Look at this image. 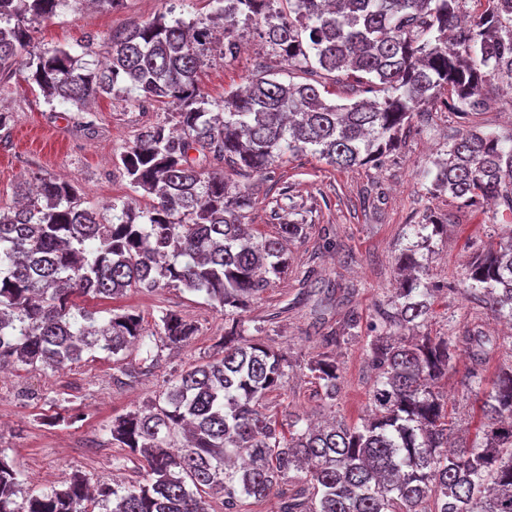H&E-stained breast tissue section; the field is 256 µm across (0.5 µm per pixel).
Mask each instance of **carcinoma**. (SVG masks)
<instances>
[{"mask_svg":"<svg viewBox=\"0 0 512 512\" xmlns=\"http://www.w3.org/2000/svg\"><path fill=\"white\" fill-rule=\"evenodd\" d=\"M170 2L153 20L111 32L103 64L65 48L30 50L37 25L82 0H0V79L25 68L47 102L79 112L120 86L172 107L175 119L141 128L117 160L148 207L120 199L86 206L74 186L44 177L20 181L21 202L0 208V369L58 370L95 351L120 363L147 338L177 347L197 332L172 312L151 332L129 311L112 310L101 323L79 296L183 288L231 322L216 356L183 371L151 405L112 419V445L143 459L145 482H103L93 495L75 474L21 498L0 451V512H209L211 493L224 494V512L274 493L284 497L282 512H512V366L489 390L480 363L465 376L467 390L482 395L481 415L473 442L450 450L439 383L460 348L481 352L486 340L478 332L401 335L430 316L436 289L419 276L417 250L443 225H408L418 241L401 248L399 287L378 308V333L365 348L377 371L370 417L301 428L296 412L266 407L288 382L291 360L245 339L242 313L284 274V244L304 237L307 225L249 233L254 187L229 185L219 168L261 180L298 153L338 168L380 161L446 90L461 129L434 161L429 191L464 206L500 200L511 216L512 136L485 133L471 116L484 110L492 82L512 92V0H476L481 13L470 25L462 20L469 0H334L332 8L328 0H216L223 53H232L240 24L255 22L288 69L317 76L286 84L259 75L216 112L198 83L212 30L173 16L183 0ZM340 71L382 98L328 102L322 79ZM462 289L512 322V235L475 254ZM359 328L350 313L322 336L326 352L307 363L333 406L341 383L335 350ZM303 469L308 487L286 495L289 473Z\"/></svg>","mask_w":512,"mask_h":512,"instance_id":"obj_1","label":"carcinoma"}]
</instances>
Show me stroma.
Here are the masks:
<instances>
[{"instance_id":"35a3bbf8","label":"stroma","mask_w":512,"mask_h":512,"mask_svg":"<svg viewBox=\"0 0 512 512\" xmlns=\"http://www.w3.org/2000/svg\"><path fill=\"white\" fill-rule=\"evenodd\" d=\"M167 6V0H124L112 11L61 9L35 28L31 45L37 52L72 48L90 35L92 50L100 55L110 31L150 21ZM240 42L236 55L213 60L202 70V89L213 102H222L268 69L282 82H307V74L276 62L258 25L242 26ZM28 76L22 68L0 81V112L13 115L8 132H0V207H11L18 182L37 174L65 179L89 205L131 198L145 206V198L135 196L116 159L139 128L167 119L166 107L118 93L79 112L47 103ZM459 128L441 98L414 116L400 149L380 163L337 169L304 153L284 159L268 174L248 214L253 233L270 234L276 225L288 222L307 227L304 238L288 245L287 273L243 315L247 336L282 350L296 364L286 387L269 395L270 412L288 406L308 415L332 411L350 422L366 416L375 372L364 346L377 322L379 304L394 293L395 259L407 243V227L429 216L448 230L418 251L424 276L436 289L432 315L421 334L479 330L487 338L486 379L512 365V327L483 314L458 286L465 266L489 245L492 227L502 217L494 206L466 207L447 196L431 195L430 181L423 176ZM79 303L103 312L130 310L149 328L162 312L170 311L195 322L198 331L187 346L152 348L151 371L127 384L119 383L117 364L101 353L84 355L59 371L30 367L1 378L0 450L29 493L62 486L77 471L92 485L144 480L142 462L112 445L108 425L113 417L150 404L181 371L213 355L224 334L223 313L183 288L134 289L113 301L83 297ZM352 311L359 314L362 329L339 352L341 391L331 408L322 401L307 364L322 353L323 334ZM470 366V355L456 357L441 382L450 417L464 427L474 426L479 418L478 402L462 385Z\"/></svg>"}]
</instances>
